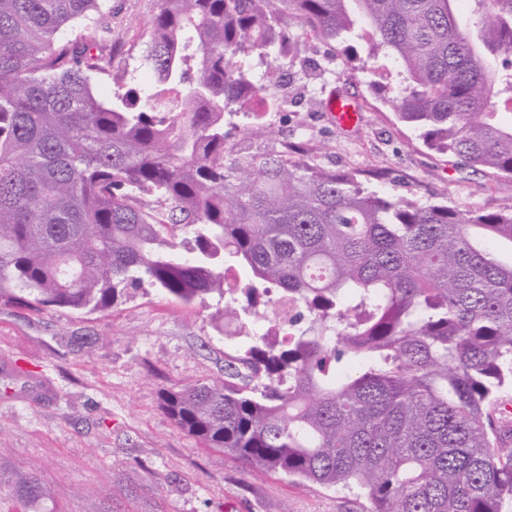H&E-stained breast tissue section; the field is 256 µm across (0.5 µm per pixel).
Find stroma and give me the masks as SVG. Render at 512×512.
I'll return each instance as SVG.
<instances>
[{"label": "stroma", "mask_w": 512, "mask_h": 512, "mask_svg": "<svg viewBox=\"0 0 512 512\" xmlns=\"http://www.w3.org/2000/svg\"><path fill=\"white\" fill-rule=\"evenodd\" d=\"M158 0H106L115 68L144 85L147 32ZM366 55L358 37L326 41L300 37L285 69L260 65L275 109L265 136L246 129L229 135L225 152L243 144L262 155L283 141L301 142L310 164L339 172L379 169L367 187L392 197L435 202L460 210H512V176L472 171L436 153L398 121L387 98L397 84L385 59L375 72L351 69L349 51ZM326 69L316 86L323 100L354 98L358 120L340 125L310 107L302 66ZM216 298L186 306L157 289H128L111 309L34 313L0 308V355L48 379L53 403L31 406L0 396V512H363L364 498L278 474L248 473L223 451L204 447L161 410L164 391L223 377L233 341L217 332ZM33 474L41 496L23 504L9 482Z\"/></svg>", "instance_id": "35a3bbf8"}]
</instances>
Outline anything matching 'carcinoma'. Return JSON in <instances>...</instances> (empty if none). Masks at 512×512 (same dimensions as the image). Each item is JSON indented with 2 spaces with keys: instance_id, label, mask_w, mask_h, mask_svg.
Listing matches in <instances>:
<instances>
[{
  "instance_id": "obj_1",
  "label": "carcinoma",
  "mask_w": 512,
  "mask_h": 512,
  "mask_svg": "<svg viewBox=\"0 0 512 512\" xmlns=\"http://www.w3.org/2000/svg\"><path fill=\"white\" fill-rule=\"evenodd\" d=\"M159 0L148 86L112 66L102 0H0V307L112 308L129 288L223 302L244 341L224 380L162 396L177 427L251 473L355 490L366 512H502L512 448V211H470L363 187L300 143L225 156L224 114L264 89L253 61L360 31L372 70L424 143L512 175V0ZM114 91L102 97L95 81ZM194 234L180 251L175 229ZM237 266L243 283L225 273ZM298 302L274 338L254 324ZM25 501L39 498L30 475Z\"/></svg>"
}]
</instances>
